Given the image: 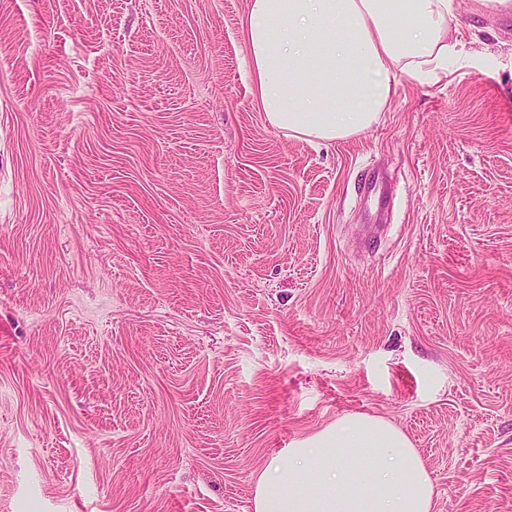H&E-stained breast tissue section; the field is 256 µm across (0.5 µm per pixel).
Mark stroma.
Instances as JSON below:
<instances>
[{
	"instance_id": "obj_1",
	"label": "stroma",
	"mask_w": 512,
	"mask_h": 512,
	"mask_svg": "<svg viewBox=\"0 0 512 512\" xmlns=\"http://www.w3.org/2000/svg\"><path fill=\"white\" fill-rule=\"evenodd\" d=\"M456 3L329 143L267 123L248 0H0V512H254L348 415L512 512V26Z\"/></svg>"
}]
</instances>
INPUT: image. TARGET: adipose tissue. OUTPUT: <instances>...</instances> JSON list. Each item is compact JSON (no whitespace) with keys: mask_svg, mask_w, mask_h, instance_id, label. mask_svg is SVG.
<instances>
[{"mask_svg":"<svg viewBox=\"0 0 512 512\" xmlns=\"http://www.w3.org/2000/svg\"><path fill=\"white\" fill-rule=\"evenodd\" d=\"M452 0H249L251 92L269 124L340 141L376 122L399 74L447 72Z\"/></svg>","mask_w":512,"mask_h":512,"instance_id":"1","label":"adipose tissue"}]
</instances>
